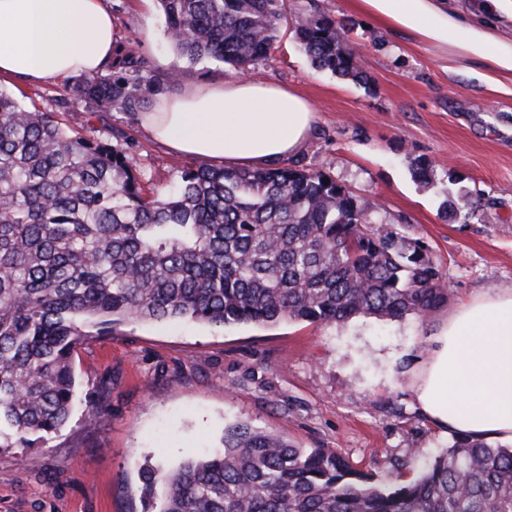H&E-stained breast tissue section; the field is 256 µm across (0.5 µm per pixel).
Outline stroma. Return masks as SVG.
<instances>
[{
  "instance_id": "35a3bbf8",
  "label": "stroma",
  "mask_w": 512,
  "mask_h": 512,
  "mask_svg": "<svg viewBox=\"0 0 512 512\" xmlns=\"http://www.w3.org/2000/svg\"><path fill=\"white\" fill-rule=\"evenodd\" d=\"M118 41L104 68L134 83L140 105L181 81L237 73L190 62L170 45L157 0H108ZM288 22L270 56L247 70L259 82L300 91L316 110L314 134L294 157L377 208L381 226L423 241L448 289L426 320L346 324L280 321L215 328L188 320H128L80 348L78 401L46 443L0 450V512H143L137 462L173 469L218 447L225 425L246 421L302 448H331L378 482L411 479L450 436L418 411L414 373L429 338L458 304L512 289V74L444 54L361 12L357 0H288ZM343 22L364 80L318 70L294 37L301 17ZM135 51L151 79L126 61ZM74 79L5 83L29 110L55 113L74 135L134 156L148 193L163 194L197 159L156 144L124 108L94 111ZM431 162L429 183L412 164ZM468 207L447 215V195ZM109 383L106 418L87 400ZM36 462L23 466L22 456Z\"/></svg>"
}]
</instances>
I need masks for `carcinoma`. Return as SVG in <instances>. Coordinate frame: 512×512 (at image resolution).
<instances>
[{
  "label": "carcinoma",
  "instance_id": "carcinoma-1",
  "mask_svg": "<svg viewBox=\"0 0 512 512\" xmlns=\"http://www.w3.org/2000/svg\"><path fill=\"white\" fill-rule=\"evenodd\" d=\"M173 48L242 72L270 55L288 0H160ZM313 65L359 79L343 24L300 19ZM76 91L133 108L99 74ZM134 158L68 133L0 89V449L48 441L77 400L75 351L129 319L233 323L427 318L447 299L427 245L324 175L285 163L185 170L150 197ZM97 332L88 331L89 326ZM144 512H512V445L456 437L407 483L248 422L171 472L140 467Z\"/></svg>",
  "mask_w": 512,
  "mask_h": 512
}]
</instances>
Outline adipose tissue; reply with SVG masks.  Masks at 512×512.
Here are the masks:
<instances>
[{
	"instance_id": "ef3b65f1",
	"label": "adipose tissue",
	"mask_w": 512,
	"mask_h": 512,
	"mask_svg": "<svg viewBox=\"0 0 512 512\" xmlns=\"http://www.w3.org/2000/svg\"><path fill=\"white\" fill-rule=\"evenodd\" d=\"M107 0H0V82L95 74L112 57L118 24ZM388 26L440 50L512 73V39L469 21L447 0H360ZM161 146L229 168L265 169L302 151L316 114L296 90L241 76L182 83L138 113ZM421 413L453 435L512 439V290L460 304L432 337L412 384Z\"/></svg>"
}]
</instances>
